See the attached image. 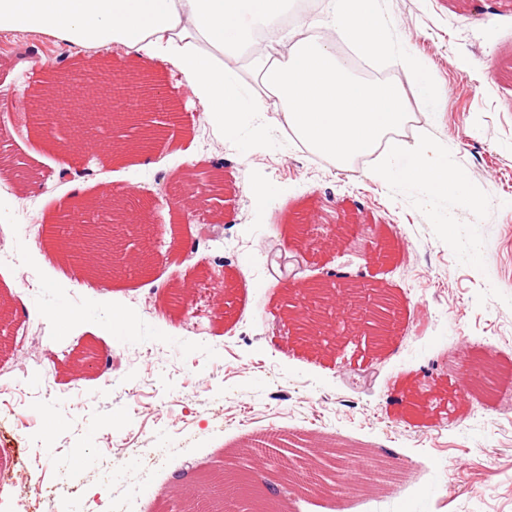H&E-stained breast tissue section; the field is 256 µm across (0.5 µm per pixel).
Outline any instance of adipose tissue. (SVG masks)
Returning <instances> with one entry per match:
<instances>
[{
  "instance_id": "adipose-tissue-1",
  "label": "adipose tissue",
  "mask_w": 512,
  "mask_h": 512,
  "mask_svg": "<svg viewBox=\"0 0 512 512\" xmlns=\"http://www.w3.org/2000/svg\"><path fill=\"white\" fill-rule=\"evenodd\" d=\"M284 18L293 27L277 44L259 41V29H279ZM0 30H45L79 48L118 45L155 73L178 70L228 138L274 107L299 141L343 167L381 151L382 164L367 172L373 180L434 196L466 180L435 142L399 138L409 120L399 84L355 76L336 49L391 53L379 0H328L324 20L298 0H0Z\"/></svg>"
}]
</instances>
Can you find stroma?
I'll list each match as a JSON object with an SVG mask.
<instances>
[{
    "label": "stroma",
    "instance_id": "35a3bbf8",
    "mask_svg": "<svg viewBox=\"0 0 512 512\" xmlns=\"http://www.w3.org/2000/svg\"><path fill=\"white\" fill-rule=\"evenodd\" d=\"M394 50L425 59L442 95L425 111L397 71L414 137L444 145L468 176L427 198L362 169L308 157L287 130L243 127L225 137L178 71L161 84L182 134L139 157L74 142L85 197L124 193L177 225L179 250L153 240L147 275L86 279L37 247L71 192L55 153L33 146L23 102L49 68L77 62L41 31H0V104L13 114L1 148L22 163L17 191L0 188V512H173V494L231 456L253 464L256 439L300 455L339 441L400 473L385 490L301 497L276 483L287 512H512V0H381ZM224 172V191L197 184L189 212L170 208L184 166ZM265 191L255 204L251 186ZM304 224L312 245L289 234ZM351 225L345 243L328 241ZM229 288L217 294L215 281ZM380 285L395 301L394 335L378 348L355 336L335 356L310 352L283 315L286 281ZM177 284L187 305L169 299ZM128 329L107 327L113 310ZM58 311L77 312L70 324ZM96 353L91 375L65 377L74 352ZM498 368L492 396L415 418L408 384L462 385V355ZM38 475L25 492L18 465Z\"/></svg>",
    "mask_w": 512,
    "mask_h": 512
}]
</instances>
